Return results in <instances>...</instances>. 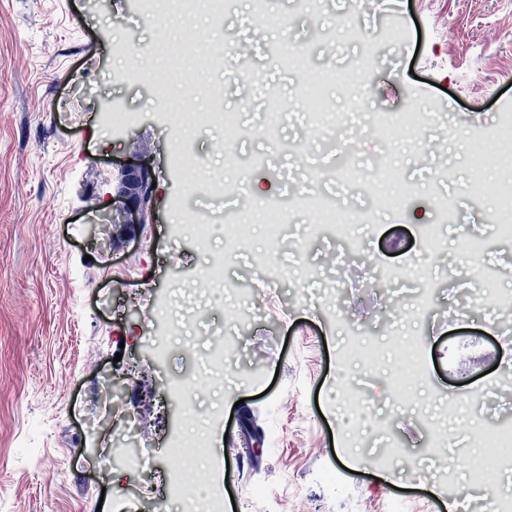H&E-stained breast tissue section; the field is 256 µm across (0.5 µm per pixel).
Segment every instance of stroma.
Wrapping results in <instances>:
<instances>
[{
  "mask_svg": "<svg viewBox=\"0 0 512 512\" xmlns=\"http://www.w3.org/2000/svg\"><path fill=\"white\" fill-rule=\"evenodd\" d=\"M248 3L150 26L116 0H0V512H136L149 495L140 469L104 459L110 388L136 420L137 448L171 474L177 460L164 439L181 427L184 405L170 390L228 339L224 369L198 389L192 414L212 440L201 486L236 512H388L394 502L448 512L454 496L434 470L452 455L432 456L429 413L453 404L459 448L474 426L512 424V388L500 385L512 376V310L490 316L471 301L489 267L512 292V239L491 232L496 178L475 172L472 150L512 118V0H321L315 14L291 0H270L262 14ZM349 26L380 37L364 84L328 82L335 123L307 122L291 52L304 49L310 70H348L364 52ZM126 42L183 48L179 66L208 86L192 111L231 113L236 125H207L181 148L169 118L181 87H170L168 117L153 118L156 87L125 76ZM225 42L247 53L248 83L225 79ZM107 97L131 113L127 134L104 120ZM419 110L428 114L419 133L385 142L370 130L373 118ZM380 156L403 189L394 205L345 191L339 174L347 159L352 173H371ZM242 158L273 183L270 209L288 199L296 208L284 236L254 233L241 250L223 227L245 211ZM131 159L152 164L153 220L106 225L97 243V212L116 203ZM447 199L455 206L444 215ZM328 201L363 215L355 248L311 230L308 206ZM184 211L214 222L205 247L174 236ZM422 212L445 228L431 250L413 220ZM468 238L482 240L479 255ZM271 253L282 276L270 289L253 260ZM216 265L244 286L245 319L228 304L173 295L177 270ZM383 267L393 276L378 288ZM324 288L334 299L321 298ZM162 305L175 326L151 359L143 334ZM356 329L380 348L420 336L417 407L397 400L385 364L343 356ZM346 382L365 401L354 422L339 408ZM354 428L357 448L347 440ZM227 431L251 452L245 471L223 453ZM390 440L401 446L393 466L372 467Z\"/></svg>",
  "mask_w": 512,
  "mask_h": 512,
  "instance_id": "stroma-1",
  "label": "stroma"
}]
</instances>
